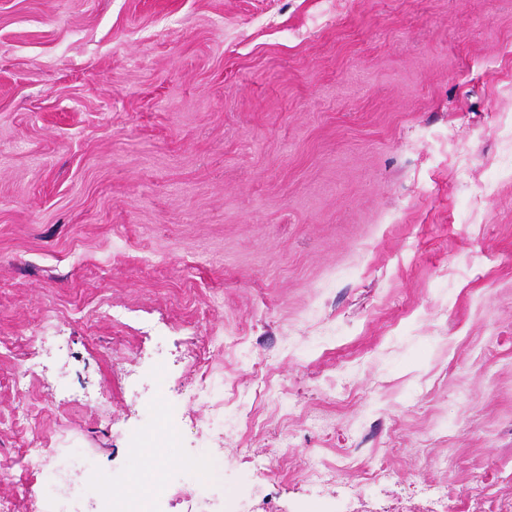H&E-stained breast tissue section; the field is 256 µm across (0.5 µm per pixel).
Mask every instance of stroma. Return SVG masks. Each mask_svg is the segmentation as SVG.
Listing matches in <instances>:
<instances>
[{
	"label": "stroma",
	"instance_id": "obj_1",
	"mask_svg": "<svg viewBox=\"0 0 512 512\" xmlns=\"http://www.w3.org/2000/svg\"><path fill=\"white\" fill-rule=\"evenodd\" d=\"M216 418L246 512H512V0H0V500Z\"/></svg>",
	"mask_w": 512,
	"mask_h": 512
}]
</instances>
